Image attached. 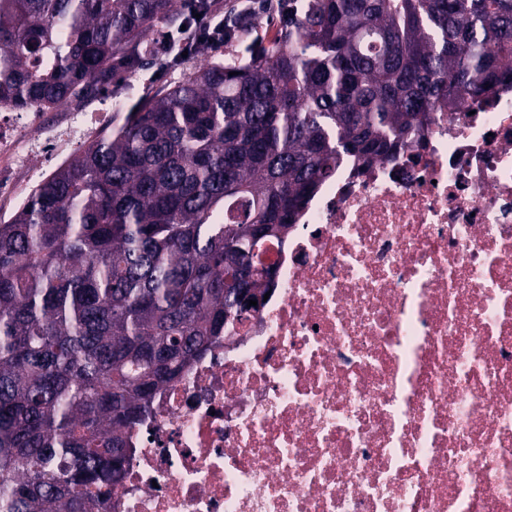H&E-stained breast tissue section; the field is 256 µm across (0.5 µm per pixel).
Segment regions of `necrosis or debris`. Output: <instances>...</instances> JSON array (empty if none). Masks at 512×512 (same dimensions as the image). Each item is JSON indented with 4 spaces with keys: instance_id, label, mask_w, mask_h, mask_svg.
<instances>
[{
    "instance_id": "obj_1",
    "label": "necrosis or debris",
    "mask_w": 512,
    "mask_h": 512,
    "mask_svg": "<svg viewBox=\"0 0 512 512\" xmlns=\"http://www.w3.org/2000/svg\"><path fill=\"white\" fill-rule=\"evenodd\" d=\"M0 111V202L103 116ZM265 303L154 396L109 512H512V86L342 163Z\"/></svg>"
}]
</instances>
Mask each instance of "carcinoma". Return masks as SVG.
<instances>
[{
	"mask_svg": "<svg viewBox=\"0 0 512 512\" xmlns=\"http://www.w3.org/2000/svg\"><path fill=\"white\" fill-rule=\"evenodd\" d=\"M177 0H0V107L52 111L150 61ZM126 113L0 220V512H108L154 392L239 316L238 270L343 160L512 83V0H288L242 62Z\"/></svg>",
	"mask_w": 512,
	"mask_h": 512,
	"instance_id": "obj_1",
	"label": "carcinoma"
}]
</instances>
